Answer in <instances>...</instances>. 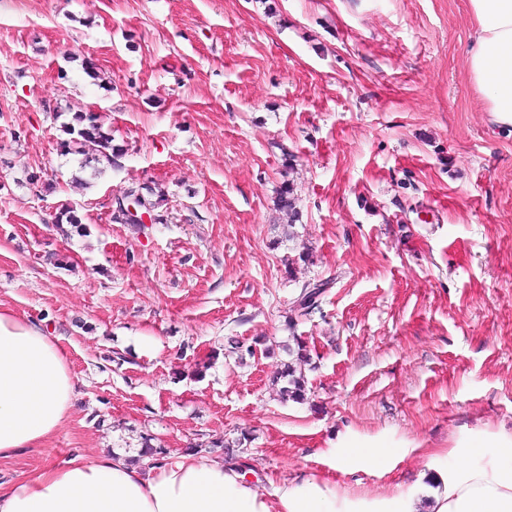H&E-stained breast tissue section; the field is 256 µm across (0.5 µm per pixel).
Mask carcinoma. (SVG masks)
<instances>
[{"label": "carcinoma", "instance_id": "1", "mask_svg": "<svg viewBox=\"0 0 512 512\" xmlns=\"http://www.w3.org/2000/svg\"><path fill=\"white\" fill-rule=\"evenodd\" d=\"M61 131L65 138L61 139L59 146L62 152L74 153L82 156V165L90 167L100 173L103 169L122 167L121 159L127 154L124 145L114 143L112 130L104 128L100 115L94 110L78 112L71 119L61 124ZM132 192H139L152 213L157 217V223L164 222V215L159 208L166 201L164 190L157 183L142 184L130 188ZM58 228L68 224L79 234L88 233L87 225L81 223L75 215V210L69 205L62 206L56 216ZM306 354L302 343H297L296 359L283 365L279 379L284 381L279 393L283 399L292 398L301 400L305 396V379L298 365L305 362Z\"/></svg>", "mask_w": 512, "mask_h": 512}]
</instances>
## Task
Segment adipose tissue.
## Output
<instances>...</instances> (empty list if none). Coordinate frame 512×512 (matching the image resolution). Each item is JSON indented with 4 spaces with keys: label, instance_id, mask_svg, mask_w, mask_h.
<instances>
[{
    "label": "adipose tissue",
    "instance_id": "ef3b65f1",
    "mask_svg": "<svg viewBox=\"0 0 512 512\" xmlns=\"http://www.w3.org/2000/svg\"><path fill=\"white\" fill-rule=\"evenodd\" d=\"M469 10L478 30L472 80L493 121L512 126V0H469ZM76 396L59 346L0 306V457L53 433ZM431 461L435 486L422 502L404 494L340 499L324 483L283 484L263 495L240 472L192 453L148 469L118 455L77 457L0 483V512H512V433L476 434Z\"/></svg>",
    "mask_w": 512,
    "mask_h": 512
}]
</instances>
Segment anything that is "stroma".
Segmentation results:
<instances>
[{"label": "stroma", "mask_w": 512, "mask_h": 512, "mask_svg": "<svg viewBox=\"0 0 512 512\" xmlns=\"http://www.w3.org/2000/svg\"><path fill=\"white\" fill-rule=\"evenodd\" d=\"M475 37L468 0H0V303L79 391L0 482L148 437V468L192 452L263 492L371 500L511 433L512 128L474 87ZM89 108L128 148L99 176L57 146V111ZM149 181L165 222H108ZM67 202L88 235L56 226ZM299 343L307 398L286 401ZM372 444L388 463L335 468Z\"/></svg>", "instance_id": "stroma-1"}]
</instances>
